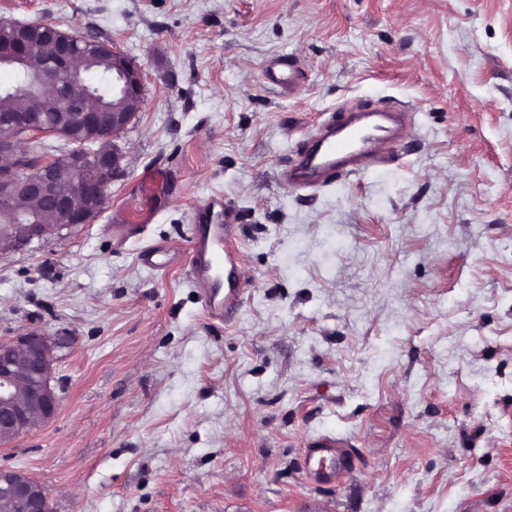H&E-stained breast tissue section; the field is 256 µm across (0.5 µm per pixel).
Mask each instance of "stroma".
<instances>
[{
  "label": "stroma",
  "mask_w": 512,
  "mask_h": 512,
  "mask_svg": "<svg viewBox=\"0 0 512 512\" xmlns=\"http://www.w3.org/2000/svg\"><path fill=\"white\" fill-rule=\"evenodd\" d=\"M144 76L106 208L0 250V341L60 338V406L0 447L53 512H512V0H0ZM290 54L299 95L267 87ZM389 97L397 162L314 195L278 170ZM242 215L251 287L209 321L191 215ZM169 267L145 265L151 246ZM354 468L312 482L302 450Z\"/></svg>",
  "instance_id": "stroma-1"
}]
</instances>
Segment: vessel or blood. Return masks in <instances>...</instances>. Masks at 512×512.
<instances>
[{
  "label": "vessel or blood",
  "mask_w": 512,
  "mask_h": 512,
  "mask_svg": "<svg viewBox=\"0 0 512 512\" xmlns=\"http://www.w3.org/2000/svg\"><path fill=\"white\" fill-rule=\"evenodd\" d=\"M298 72L296 58L280 55L267 62L263 76L268 85L293 94L299 89ZM411 123V112L400 106H339L300 141L295 155L283 162L280 178L293 189L319 191L363 173L388 160L390 148L404 142ZM239 230L237 209L214 197L196 211L188 241L191 283L208 317L221 323L234 319L248 287L242 256L233 246ZM304 462L313 479L330 482L354 459L347 449L325 442L305 449Z\"/></svg>",
  "instance_id": "obj_1"
}]
</instances>
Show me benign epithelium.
I'll use <instances>...</instances> for the list:
<instances>
[{"mask_svg": "<svg viewBox=\"0 0 512 512\" xmlns=\"http://www.w3.org/2000/svg\"><path fill=\"white\" fill-rule=\"evenodd\" d=\"M117 60L113 70L116 92L132 100L142 95L143 75L138 67L113 46ZM75 41L60 30L46 33L37 43L0 38V63L28 68L29 83L15 88L17 93L63 98V111L70 124L87 133L108 131L116 136L133 120L129 112H115L91 103L89 87H78L75 74L80 60ZM57 131L42 125L29 112H18L0 121V217L12 224V234L0 247L14 252L25 250L57 231L86 224L100 215L107 187L122 158L118 146L92 152L81 140L68 139L71 147L63 154L30 159L31 145ZM66 167L77 175L73 187L61 194L47 177L50 170ZM34 197L44 211L61 219L44 224L27 217L24 199ZM55 337L45 330L23 332L0 342V446L6 448L36 426L48 422L58 411L59 397L54 381ZM0 512H49L47 489L26 473L0 468Z\"/></svg>", "mask_w": 512, "mask_h": 512, "instance_id": "1", "label": "benign epithelium"}]
</instances>
